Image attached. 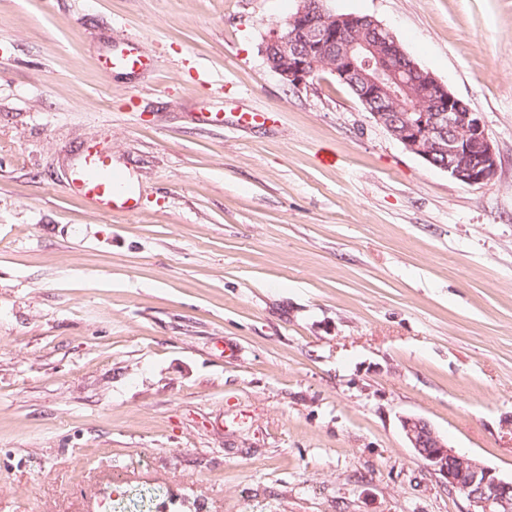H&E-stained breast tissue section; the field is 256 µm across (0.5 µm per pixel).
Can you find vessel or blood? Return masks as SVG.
<instances>
[{
  "label": "vessel or blood",
  "instance_id": "1",
  "mask_svg": "<svg viewBox=\"0 0 512 512\" xmlns=\"http://www.w3.org/2000/svg\"><path fill=\"white\" fill-rule=\"evenodd\" d=\"M148 57L128 48L105 56V72L119 69L150 67ZM71 193L84 197L100 210L132 214L139 209V194L126 173L115 169L109 150L95 145L87 146L82 162L73 168L67 180Z\"/></svg>",
  "mask_w": 512,
  "mask_h": 512
}]
</instances>
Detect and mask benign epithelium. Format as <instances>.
I'll return each instance as SVG.
<instances>
[{"mask_svg": "<svg viewBox=\"0 0 512 512\" xmlns=\"http://www.w3.org/2000/svg\"><path fill=\"white\" fill-rule=\"evenodd\" d=\"M266 43L265 61L286 84L299 87L329 71L407 151L465 185L494 177L497 157L478 113L409 60L373 18L337 15L323 0H297L287 19L272 25ZM401 426L448 490L466 496L470 512H512V480L457 453L423 418L404 416Z\"/></svg>", "mask_w": 512, "mask_h": 512, "instance_id": "obj_1", "label": "benign epithelium"}]
</instances>
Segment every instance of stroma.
<instances>
[{
  "label": "stroma",
  "mask_w": 512,
  "mask_h": 512,
  "mask_svg": "<svg viewBox=\"0 0 512 512\" xmlns=\"http://www.w3.org/2000/svg\"><path fill=\"white\" fill-rule=\"evenodd\" d=\"M294 6L0 0V512H470L404 416L512 478V0L325 2L480 113L475 186L334 75L285 85ZM127 43L154 66L102 71ZM92 143L136 214L68 191Z\"/></svg>",
  "instance_id": "obj_1"
}]
</instances>
